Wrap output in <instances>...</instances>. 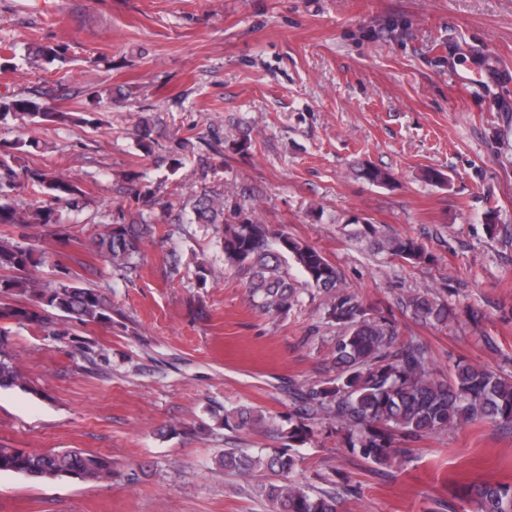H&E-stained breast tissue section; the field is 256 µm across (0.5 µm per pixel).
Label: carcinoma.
<instances>
[{
  "label": "carcinoma",
  "instance_id": "carcinoma-1",
  "mask_svg": "<svg viewBox=\"0 0 512 512\" xmlns=\"http://www.w3.org/2000/svg\"><path fill=\"white\" fill-rule=\"evenodd\" d=\"M64 50L35 43L28 53L37 68L62 59ZM41 117L66 124L75 121L67 112H53L28 98H0V118ZM19 183L41 191L40 205L26 209L11 200ZM80 190L71 176L49 173L19 163L14 153L0 149V224L33 230L31 243L0 237V321L47 326L46 308L82 324H112V303L97 288L87 287L70 267L59 266L57 279L43 283L33 270L52 253L48 229L60 223L63 207L75 208ZM198 224H211L224 253V264L246 275L248 300L255 310L279 317L297 304L300 288L291 278L290 265L305 275V285L328 298L327 319L339 334L331 351L337 375L324 385L298 386L289 391L296 406L295 421L289 422L287 444L255 453L248 448L226 452L219 460L224 472L254 479V490L270 505V512H338L339 493L311 491L292 480L299 459L290 454L291 443H304L314 435L311 422L322 420L345 435L347 445L376 464L403 461L411 445L429 435L475 422L512 430V379L487 365L457 360L448 374L433 372L424 348L399 337L397 326L385 317H373L358 298L338 292L340 271L315 246L284 232L275 233L260 220L224 217V199L208 196L193 206ZM153 232L150 224H110L93 242L94 252L116 269H133L143 236ZM354 236L366 240L375 253L390 260L421 264L429 260L426 246L409 236L385 234L374 224L357 225ZM24 296L27 302L10 300ZM401 306L413 318L443 325L448 307L428 288L411 290ZM0 328V388L19 387L23 378L16 368L8 340ZM226 427L240 430L275 426L252 406H237L214 415ZM111 461L80 448L59 453L25 451L0 446V472H12L34 480L64 476L93 479ZM467 505L463 512H512V481L486 480L456 487L454 495Z\"/></svg>",
  "mask_w": 512,
  "mask_h": 512
}]
</instances>
